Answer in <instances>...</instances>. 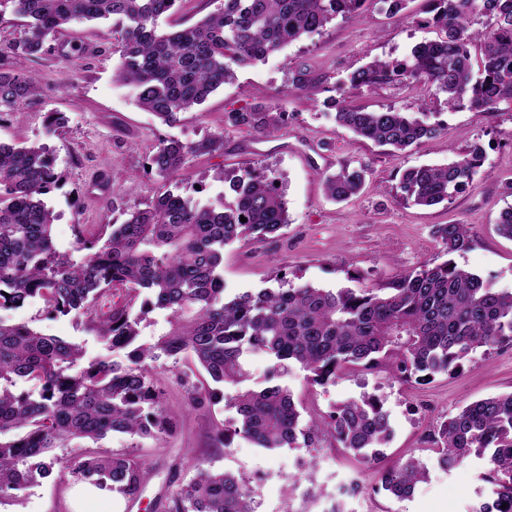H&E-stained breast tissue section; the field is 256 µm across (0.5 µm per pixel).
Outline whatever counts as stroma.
Instances as JSON below:
<instances>
[{
  "mask_svg": "<svg viewBox=\"0 0 512 512\" xmlns=\"http://www.w3.org/2000/svg\"><path fill=\"white\" fill-rule=\"evenodd\" d=\"M429 17L428 0H408L394 16L377 0H367L359 15L337 17L320 32L237 69L233 82L182 113L172 126L138 108L132 88L115 82L119 57L112 52L111 22L76 21L58 40L47 42L40 58L27 62L41 93L19 117L0 118V142L50 147L65 179L44 201L57 216L54 239L63 251L74 250L80 235L123 223L129 213L168 190L221 206L228 186L217 180V173L231 177L255 167L282 188L289 223L278 236L261 242L242 239L225 247L228 290L272 288L280 277L292 285L327 289L382 288L425 263L443 261L433 228L460 222L470 225L474 242L470 251L456 256V263L492 288L510 291L512 240L499 236L495 225L500 212L512 207V110L452 109L444 95L421 84L353 89L346 82L351 72L372 60L400 58L415 44L438 39L441 32L429 25ZM421 97L429 101L424 121L442 125L444 132L399 154L359 139L335 122L341 103L409 112ZM270 104L285 114L272 136L226 120L227 113ZM52 112L65 113L68 121L50 136L45 124ZM210 135L223 137V149L189 156L174 180L149 171V158L162 141L191 144ZM475 144L485 159L471 187L434 207L401 198L398 185L405 169L448 164ZM345 164L364 166L365 184L358 195L337 202L326 196L323 176ZM6 316L80 345L85 360L120 358L84 320L45 318L40 301ZM146 368L164 393L176 430L161 443L123 435L104 441V449L144 462L148 476L137 494L94 503L90 512H160L159 502L187 484L199 465L251 479L259 487L258 512H302L308 488L315 496L313 512H330L338 501L344 512H472L489 499L490 487L482 479L484 458L474 455L459 467L442 469L432 436L462 405L512 391V344L477 352L427 384H404L377 372L321 387L308 385L299 369L285 373L281 382L301 400L306 423L312 414L365 393L382 399L393 437L374 466L327 443L316 458L302 445L269 451L242 438L231 447H215L217 427L232 425L235 410L221 404L190 408L181 379L183 362L163 356L147 361ZM410 455L424 462L428 479L405 499L379 490L376 467ZM312 460L317 463L313 486L292 484L291 476L303 475ZM74 486V481L55 477L41 480L21 492L18 501H0V512H71Z\"/></svg>",
  "mask_w": 512,
  "mask_h": 512,
  "instance_id": "stroma-1",
  "label": "stroma"
}]
</instances>
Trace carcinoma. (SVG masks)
Returning <instances> with one entry per match:
<instances>
[{
  "label": "carcinoma",
  "mask_w": 512,
  "mask_h": 512,
  "mask_svg": "<svg viewBox=\"0 0 512 512\" xmlns=\"http://www.w3.org/2000/svg\"><path fill=\"white\" fill-rule=\"evenodd\" d=\"M178 2L0 0L28 26L24 39L0 51L15 59L12 67H0V116L20 114L40 95V82L25 62L41 55L46 42L73 21L115 20L116 80L132 86L140 108L172 125L232 82L235 68L266 59L338 16L358 14L368 0H223L218 12L199 23L158 33V20ZM432 3L431 24L444 37L414 45L402 60L368 63L350 75V85L423 83L446 94L450 108L466 103L477 112L512 109V0ZM480 16L488 23L472 29ZM473 44L480 49L476 66ZM228 120L270 136L284 113L253 109L230 112ZM335 120L394 152L444 131L391 108L374 112L342 104ZM222 144L217 137L192 145L166 140L151 155V168L171 178L188 156L210 154ZM483 161V149L475 144L446 165L409 168L399 181L401 197L416 206L447 202L472 183ZM363 178V169L343 166L324 176L326 193L345 200L359 191ZM62 180L46 144L0 142V309L38 300L48 316L83 317L112 349L126 354L127 363L83 365L78 345L0 319V499L54 472L61 479L137 493L147 475L144 463L96 448L113 434L156 440L171 435L163 393L145 368L146 360L162 354L190 360L183 377L193 407L210 408L224 400V387L237 388L230 400L237 425L222 429L214 445L228 448L241 437L274 450L292 448L301 437L316 452L332 439L371 462L392 436L379 398L348 400L304 426L293 392L273 380L296 366L318 386L375 369L419 384L452 371L481 349L512 343V292L491 288L450 259L428 262L386 288L302 284L228 293L221 272L224 247L241 237L263 241L288 224L286 202L275 180L263 173L229 178L234 201L223 208L168 190L123 223L81 239L78 257L57 249L55 216L42 200ZM242 216L247 221H240ZM433 235L448 256L473 246L467 224H440ZM116 284L126 287L124 302L103 313L100 302ZM144 291L148 296L139 304ZM155 310L166 313L169 329L146 346L139 343L140 325ZM250 353L271 362V385L259 391L239 388L246 379L243 359ZM73 441L85 451L63 465L55 449ZM433 443L449 468L474 452L487 454L483 480L491 485L492 501L473 512H512V392L461 406L441 423ZM427 478V468L415 457L379 472L380 487L398 498ZM258 496V488L243 478L199 468L164 508L257 512Z\"/></svg>",
  "instance_id": "carcinoma-1"
}]
</instances>
